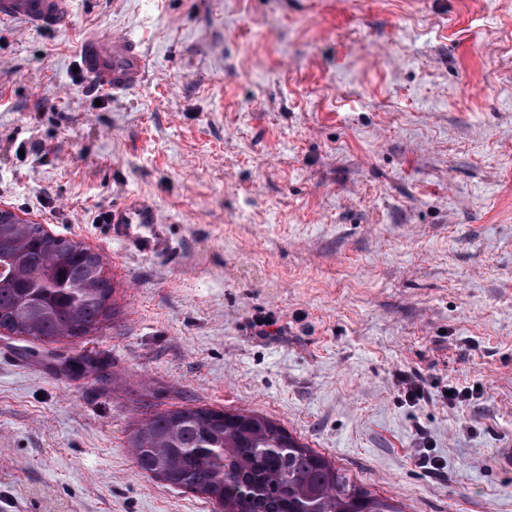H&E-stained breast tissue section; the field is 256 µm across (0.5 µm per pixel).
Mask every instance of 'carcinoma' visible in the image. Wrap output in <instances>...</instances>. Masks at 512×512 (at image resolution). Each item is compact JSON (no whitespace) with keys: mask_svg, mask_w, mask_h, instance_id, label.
Masks as SVG:
<instances>
[{"mask_svg":"<svg viewBox=\"0 0 512 512\" xmlns=\"http://www.w3.org/2000/svg\"><path fill=\"white\" fill-rule=\"evenodd\" d=\"M111 299L97 254L0 210V330L41 342L87 336L113 315ZM130 444L141 471L221 512H401L256 413L175 409L143 422Z\"/></svg>","mask_w":512,"mask_h":512,"instance_id":"carcinoma-1","label":"carcinoma"}]
</instances>
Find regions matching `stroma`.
Masks as SVG:
<instances>
[{
  "instance_id": "35a3bbf8",
  "label": "stroma",
  "mask_w": 512,
  "mask_h": 512,
  "mask_svg": "<svg viewBox=\"0 0 512 512\" xmlns=\"http://www.w3.org/2000/svg\"><path fill=\"white\" fill-rule=\"evenodd\" d=\"M72 8L0 23V209L98 253L115 314L0 333V512H213L130 445L189 406L267 416L403 512H512V0ZM123 34L144 79L98 96L78 45ZM134 195L172 256L101 224Z\"/></svg>"
}]
</instances>
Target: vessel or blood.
<instances>
[{"label": "vessel or blood", "instance_id": "vessel-or-blood-1", "mask_svg": "<svg viewBox=\"0 0 512 512\" xmlns=\"http://www.w3.org/2000/svg\"><path fill=\"white\" fill-rule=\"evenodd\" d=\"M71 0H0V22L27 21L43 30H62L71 24ZM80 66L104 89L115 92L137 85L146 70L144 54L130 36L90 37L84 40ZM102 221L126 251L148 258L171 255L175 246L154 203L128 198L104 212Z\"/></svg>", "mask_w": 512, "mask_h": 512}]
</instances>
